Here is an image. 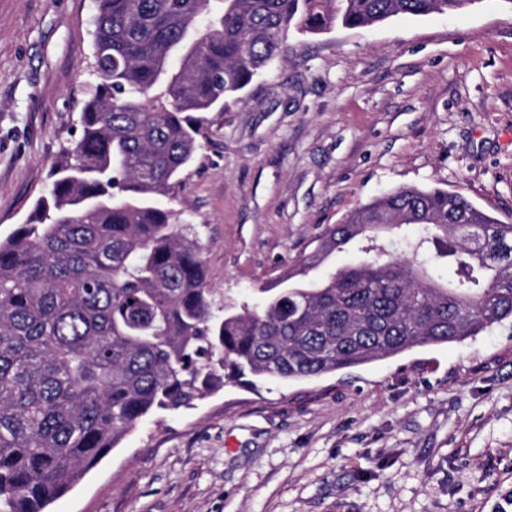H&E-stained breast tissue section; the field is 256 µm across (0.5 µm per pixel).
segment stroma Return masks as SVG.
Here are the masks:
<instances>
[{
  "label": "stroma",
  "mask_w": 512,
  "mask_h": 512,
  "mask_svg": "<svg viewBox=\"0 0 512 512\" xmlns=\"http://www.w3.org/2000/svg\"><path fill=\"white\" fill-rule=\"evenodd\" d=\"M92 15L0 0V239L79 135ZM289 42L202 113L171 202L217 302L260 303L328 226L398 187L512 224V0ZM48 512H512V325L158 412Z\"/></svg>",
  "instance_id": "stroma-1"
}]
</instances>
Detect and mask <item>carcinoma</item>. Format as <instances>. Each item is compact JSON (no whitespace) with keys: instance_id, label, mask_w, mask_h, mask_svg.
Segmentation results:
<instances>
[{"instance_id":"1","label":"carcinoma","mask_w":512,"mask_h":512,"mask_svg":"<svg viewBox=\"0 0 512 512\" xmlns=\"http://www.w3.org/2000/svg\"><path fill=\"white\" fill-rule=\"evenodd\" d=\"M472 2L94 0L81 135L0 239V512H45L146 418L227 384L315 378L512 320V224L459 193L394 189L327 228L287 287L218 313L194 225L163 202L197 150L195 114L288 55L290 32ZM352 242L362 260L305 280Z\"/></svg>"}]
</instances>
